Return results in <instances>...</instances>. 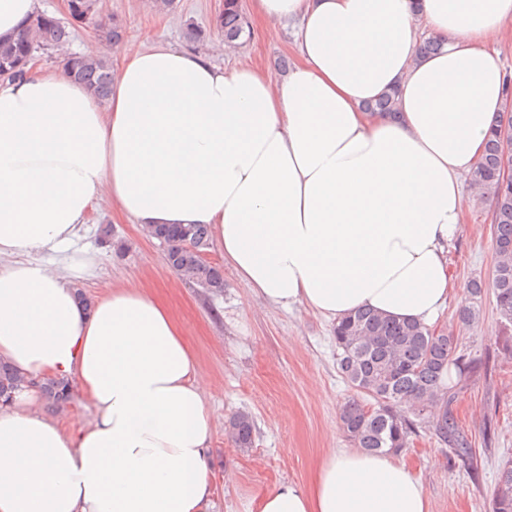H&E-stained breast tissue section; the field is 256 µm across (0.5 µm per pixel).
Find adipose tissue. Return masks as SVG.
Instances as JSON below:
<instances>
[{"instance_id": "adipose-tissue-1", "label": "adipose tissue", "mask_w": 512, "mask_h": 512, "mask_svg": "<svg viewBox=\"0 0 512 512\" xmlns=\"http://www.w3.org/2000/svg\"><path fill=\"white\" fill-rule=\"evenodd\" d=\"M249 3L269 40L299 20L286 73L125 42L104 100L61 68L0 80V360L78 384L94 409L69 432L36 388L0 407V512L209 509L207 395L174 317L142 286L77 300L98 266L77 241L102 200L143 229L208 225L277 308L428 324L455 293L462 178L507 102L512 0ZM423 31L439 53L419 55ZM389 92L395 114L367 110ZM258 512L430 506L406 464L357 448Z\"/></svg>"}]
</instances>
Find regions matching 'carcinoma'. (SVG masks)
Masks as SVG:
<instances>
[{
	"mask_svg": "<svg viewBox=\"0 0 512 512\" xmlns=\"http://www.w3.org/2000/svg\"><path fill=\"white\" fill-rule=\"evenodd\" d=\"M97 13V0H71V19L67 22L43 12L34 15L17 36L0 37V74L11 80L26 77L37 53L63 49L70 41L71 30L80 25H93L102 42L116 46L125 36L123 24L116 18L103 23ZM214 29L228 47L250 36L240 0H224ZM63 67L97 97L105 99L112 92L109 57L69 54L63 59ZM508 126L512 127V100L506 104L500 129L487 140L482 161L471 179L491 196L497 260L490 288L500 318L512 324V182L504 181L501 173L506 150L503 128ZM147 235L165 246L163 261L182 279L211 293L223 292V270L199 257L209 245L207 225L157 224L147 229ZM333 338L339 373L360 396L373 400L371 404L353 400L340 412L342 430L355 447L370 453H398L416 433L415 420H423L428 414L441 441L454 448L467 466H473L470 448L448 414L455 395L448 387L447 375L453 365L463 382L476 365L455 357L457 339L452 333L438 332L417 321H398L371 310H358L333 325ZM27 383L29 380L0 362L1 400L8 401ZM41 389L52 406L70 401L71 388L65 382L48 379ZM226 434L236 447H252V417L246 412L237 414L229 421ZM493 512H512L511 464L500 472Z\"/></svg>",
	"mask_w": 512,
	"mask_h": 512,
	"instance_id": "cac0c4a2",
	"label": "carcinoma"
}]
</instances>
